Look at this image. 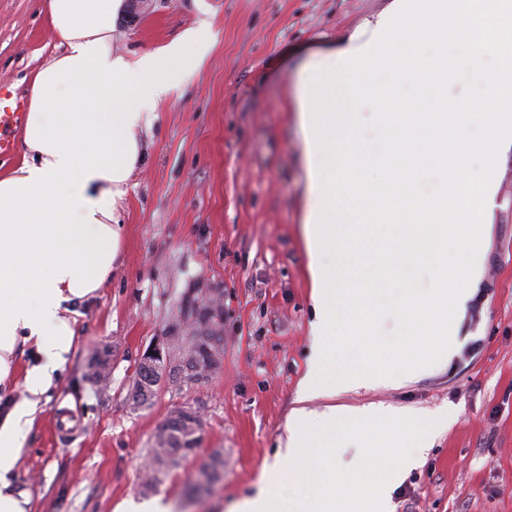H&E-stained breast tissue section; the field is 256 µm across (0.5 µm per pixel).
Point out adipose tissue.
<instances>
[{
	"instance_id": "ef3b65f1",
	"label": "adipose tissue",
	"mask_w": 512,
	"mask_h": 512,
	"mask_svg": "<svg viewBox=\"0 0 512 512\" xmlns=\"http://www.w3.org/2000/svg\"><path fill=\"white\" fill-rule=\"evenodd\" d=\"M125 0H44L60 51L35 74L23 160L0 176V384L34 351L24 401L0 408V512H29L15 489L23 430L48 401L75 337L69 307L95 297L121 253L117 212L143 159L138 137L214 46L207 25L143 52L112 48Z\"/></svg>"
}]
</instances>
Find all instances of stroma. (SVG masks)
<instances>
[{
  "label": "stroma",
  "mask_w": 512,
  "mask_h": 512,
  "mask_svg": "<svg viewBox=\"0 0 512 512\" xmlns=\"http://www.w3.org/2000/svg\"><path fill=\"white\" fill-rule=\"evenodd\" d=\"M392 0H152L122 15L113 45L159 48L208 24L199 75L141 130L144 163L119 209L122 261L83 304L75 351L25 434L14 481L32 512H121L156 498L172 512H230L279 463L311 354L312 283L297 86L311 51L348 40ZM42 0H0V84L26 94L57 53ZM481 278L457 322L448 365L405 385L361 388L340 405L407 409L436 420L429 449L394 492V512H512V150L495 174ZM219 301L218 367L206 382L132 401L144 351L187 300ZM106 352L108 383L88 378ZM197 413L195 452L151 472L159 427ZM222 458L208 493L189 475Z\"/></svg>",
  "instance_id": "1"
}]
</instances>
